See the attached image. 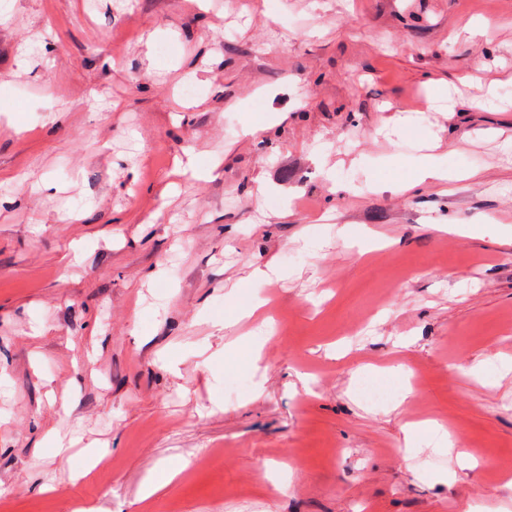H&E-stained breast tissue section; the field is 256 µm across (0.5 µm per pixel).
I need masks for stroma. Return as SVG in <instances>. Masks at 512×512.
<instances>
[{
	"instance_id": "35a3bbf8",
	"label": "stroma",
	"mask_w": 512,
	"mask_h": 512,
	"mask_svg": "<svg viewBox=\"0 0 512 512\" xmlns=\"http://www.w3.org/2000/svg\"><path fill=\"white\" fill-rule=\"evenodd\" d=\"M86 2L0 0L6 512H512V0ZM361 396L370 405H384L393 401L404 391L403 380L397 385H387L373 378L361 382Z\"/></svg>"
}]
</instances>
